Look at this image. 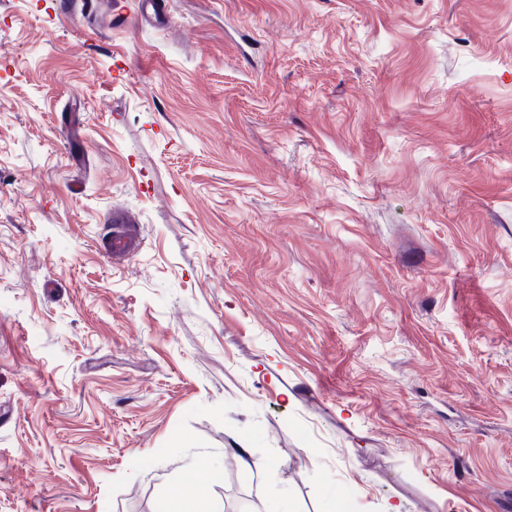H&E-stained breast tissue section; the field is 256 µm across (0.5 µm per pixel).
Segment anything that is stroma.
<instances>
[{
	"instance_id": "obj_1",
	"label": "stroma",
	"mask_w": 512,
	"mask_h": 512,
	"mask_svg": "<svg viewBox=\"0 0 512 512\" xmlns=\"http://www.w3.org/2000/svg\"><path fill=\"white\" fill-rule=\"evenodd\" d=\"M0 0V512H512V0ZM130 260L105 257L111 212ZM209 485L201 481H193L178 485L176 490L183 489V495L178 492V508L174 512H219L211 508L210 500L207 498L206 491Z\"/></svg>"
}]
</instances>
